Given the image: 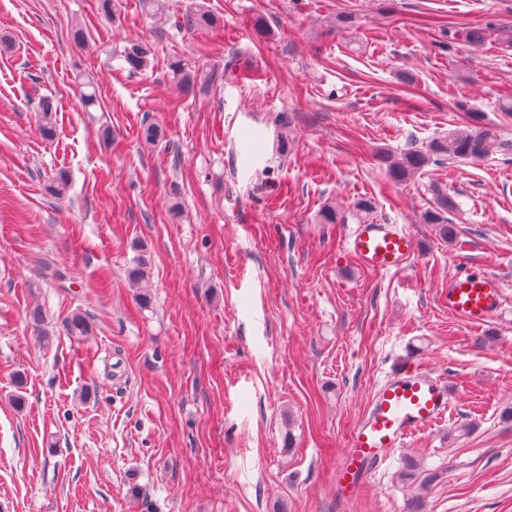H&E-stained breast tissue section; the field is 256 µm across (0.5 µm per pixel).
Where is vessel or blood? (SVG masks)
I'll return each instance as SVG.
<instances>
[{
    "mask_svg": "<svg viewBox=\"0 0 512 512\" xmlns=\"http://www.w3.org/2000/svg\"><path fill=\"white\" fill-rule=\"evenodd\" d=\"M347 250L363 269L376 273L400 272L414 254L410 233L393 224L358 225ZM502 295L499 277L475 269L449 279L448 310L461 324L482 325L501 312ZM448 411L446 382L421 367H402L377 388L355 426L336 470L337 492L354 499L369 469L419 431L437 425Z\"/></svg>",
    "mask_w": 512,
    "mask_h": 512,
    "instance_id": "vessel-or-blood-1",
    "label": "vessel or blood"
}]
</instances>
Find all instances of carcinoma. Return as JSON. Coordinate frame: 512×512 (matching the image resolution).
Instances as JSON below:
<instances>
[{
  "instance_id": "cac0c4a2",
  "label": "carcinoma",
  "mask_w": 512,
  "mask_h": 512,
  "mask_svg": "<svg viewBox=\"0 0 512 512\" xmlns=\"http://www.w3.org/2000/svg\"><path fill=\"white\" fill-rule=\"evenodd\" d=\"M219 23L218 18L205 6L203 0L190 4L182 16L176 18V26L180 29L197 30L212 29ZM486 32L478 28L461 27L448 31L451 40H464L477 45L485 40ZM154 48L144 42H132L123 50V59L130 72H140L149 64V57ZM169 68L179 86L186 92L194 87L205 90L215 82L217 74L212 73L201 77L192 70L183 59L174 57L169 61ZM456 108L465 112L471 119V124L465 129L452 130L448 134L434 138L422 150L408 149L399 154L384 153L380 162L385 165L387 175L397 181L404 182L421 175L426 168L439 163H468L477 162L490 153L500 149L507 150L512 144L502 139L496 128L484 122L482 113L469 107L467 102H456ZM55 111L54 100L45 97L40 103L41 130L45 137L55 135L52 123V112ZM456 202L447 194L435 191L434 206L424 211L422 221L425 224L437 226L441 237L451 240L455 236V227L448 218V213L456 209ZM66 330L72 336H83L88 332V321L81 313H75L66 323Z\"/></svg>"
}]
</instances>
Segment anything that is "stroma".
<instances>
[{
	"label": "stroma",
	"mask_w": 512,
	"mask_h": 512,
	"mask_svg": "<svg viewBox=\"0 0 512 512\" xmlns=\"http://www.w3.org/2000/svg\"><path fill=\"white\" fill-rule=\"evenodd\" d=\"M206 4L219 27L190 32L139 0L113 18L99 0H0V512H512V150L405 182L377 161L464 127L460 99L512 141V0ZM454 26L487 39L449 42ZM134 41L155 52L132 74ZM173 55L220 80L182 92ZM435 185L458 203L450 242L420 221ZM362 199L412 234L404 271L347 254ZM328 204L343 223H320ZM470 268L503 282L479 328L448 311ZM404 362L450 385V411L340 501L350 432Z\"/></svg>",
	"instance_id": "1"
}]
</instances>
